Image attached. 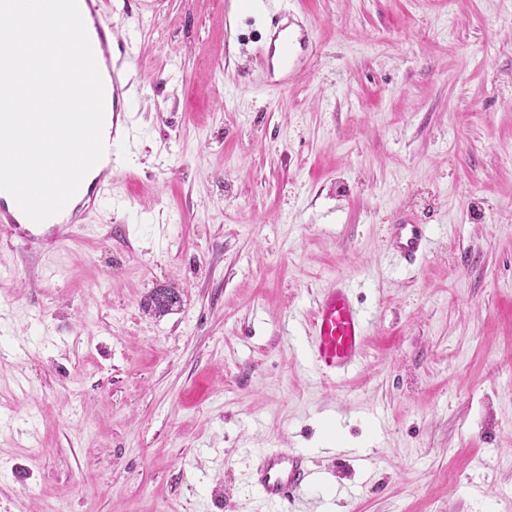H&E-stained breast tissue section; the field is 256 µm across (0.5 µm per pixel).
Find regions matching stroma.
I'll return each mask as SVG.
<instances>
[{
  "label": "stroma",
  "instance_id": "obj_1",
  "mask_svg": "<svg viewBox=\"0 0 512 512\" xmlns=\"http://www.w3.org/2000/svg\"><path fill=\"white\" fill-rule=\"evenodd\" d=\"M281 8L285 89L224 0H110L122 164L67 242L0 229V512H273L256 448L308 453L331 512H512V0ZM337 278L370 317L340 384L303 358ZM429 242L428 225L405 213L398 224H391L390 245L395 256L414 264L425 253ZM178 302V295L174 291L160 288L150 294L145 302V307L161 316L171 311Z\"/></svg>",
  "mask_w": 512,
  "mask_h": 512
}]
</instances>
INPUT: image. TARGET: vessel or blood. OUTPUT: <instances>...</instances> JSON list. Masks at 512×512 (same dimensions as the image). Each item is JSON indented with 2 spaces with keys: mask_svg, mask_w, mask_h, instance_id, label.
<instances>
[{
  "mask_svg": "<svg viewBox=\"0 0 512 512\" xmlns=\"http://www.w3.org/2000/svg\"><path fill=\"white\" fill-rule=\"evenodd\" d=\"M276 0H237V9L247 14L260 11L262 23L271 24L280 40V66L283 83H290L299 70V62L292 53V40L286 26L281 25L274 11ZM79 10L87 32L95 36L93 54L103 74L104 93L114 106H121L126 86L119 67L132 56L128 42L113 38L108 23L105 0H78ZM124 138L117 132L104 137L105 152L98 166L100 173L90 192L81 201H68L64 209L51 217L46 235L21 229L18 211L0 203V225L20 231L28 242L37 243L41 238L57 242L67 240L68 229L93 211L98 195L112 181L114 170L122 159ZM429 242L428 227L414 215L403 214L390 228V245L395 256L407 263H415L425 253ZM353 283L334 280L319 295L316 306L308 319L307 357L313 368L324 378L344 380L362 361L365 348L366 318L353 296ZM315 471L309 457L289 448H263L254 457L249 468L251 483L263 500L282 508L283 512H315V502L308 492L314 484Z\"/></svg>",
  "mask_w": 512,
  "mask_h": 512,
  "instance_id": "vessel-or-blood-1",
  "label": "vessel or blood"
}]
</instances>
